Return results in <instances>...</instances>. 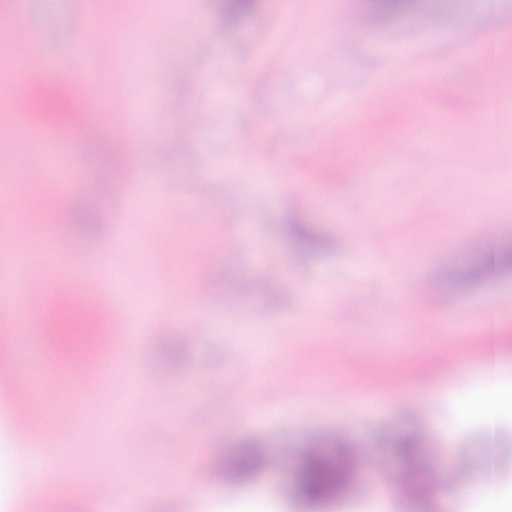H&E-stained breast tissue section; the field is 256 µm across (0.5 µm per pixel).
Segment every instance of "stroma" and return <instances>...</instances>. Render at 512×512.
<instances>
[{"mask_svg":"<svg viewBox=\"0 0 512 512\" xmlns=\"http://www.w3.org/2000/svg\"><path fill=\"white\" fill-rule=\"evenodd\" d=\"M314 2L298 0L285 24L280 0H258L251 14L220 26L213 0H191L181 18L150 31L151 56L138 64L122 34L93 44L85 19L133 30L150 0H0V75L18 71L3 58L6 39L29 30L32 63L73 46L85 111L114 109L98 139L67 134L75 190L93 194L107 172L118 189L137 172L159 186L158 206L119 216L98 199L88 231L70 203L45 214L35 201L56 185L25 182L42 156L0 95V256L48 277L79 274L93 261L111 268L113 251H125L130 270L112 282L121 305L103 325L114 368L126 367L124 314L149 309L162 318L141 328L139 398L112 430L114 467L135 459L151 490L132 512H303L291 495L295 463L339 437L357 462L356 492L323 512H454L457 491L438 481L439 468L461 461L477 480L489 468L485 422L462 408L480 388L483 363L471 344L481 337L491 336L501 380L512 386V271L490 281L466 272L486 251L470 208L488 183L499 186L497 245L512 246V0H421L432 26L407 15L339 35L330 16L314 29ZM486 45L485 66L473 71L468 61ZM316 48L328 65L310 61ZM187 55L198 59L200 82L184 80ZM264 66L281 68V79H253ZM413 77L436 79L444 91L419 104L424 122L411 128L402 90ZM480 85L492 88L489 103L477 100ZM173 100L204 110L205 126L169 111ZM405 140L409 152L389 157ZM231 154L259 156L270 184L257 188L244 168L225 174ZM292 183L305 188L304 202L290 200ZM423 197L432 207L420 215L413 205ZM35 224L43 238L31 237ZM301 230L319 237L316 251L297 252ZM202 242L229 249L223 265L195 266ZM202 282L214 292L193 315ZM425 285L437 306L418 299ZM313 288L326 295L322 309L308 302ZM49 313L29 304L20 316L13 300L0 302V367L34 375L41 352L29 329ZM170 347L177 359L167 357ZM298 365L302 381L289 383ZM160 378L172 392L156 388ZM214 381L239 398L199 411ZM96 398L61 368L45 385L37 421L22 427L12 421L10 387L0 384V512L30 477L23 443L32 435L57 448L55 468L68 473L54 491L57 512H97L101 476L88 453L98 430L87 409ZM143 411L151 428L135 440ZM417 433L424 443L404 456L397 441ZM496 434L495 485L511 505L512 407L497 414ZM217 443L229 456L259 444L268 462L252 479L206 483L202 495L173 491L174 474L208 467Z\"/></svg>","mask_w":512,"mask_h":512,"instance_id":"obj_1","label":"stroma"}]
</instances>
